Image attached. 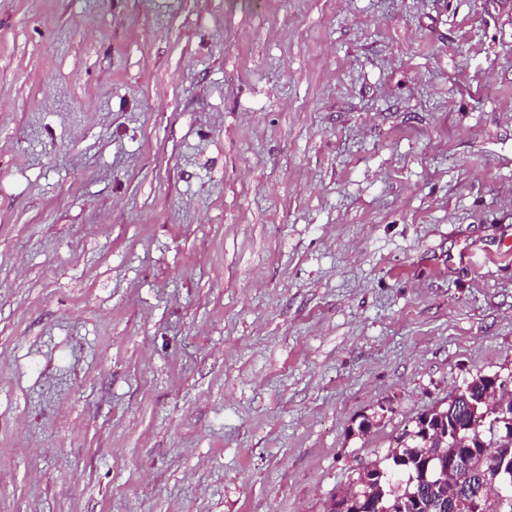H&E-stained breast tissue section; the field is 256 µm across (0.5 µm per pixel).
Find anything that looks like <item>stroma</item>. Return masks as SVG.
I'll return each instance as SVG.
<instances>
[{"label": "stroma", "mask_w": 512, "mask_h": 512, "mask_svg": "<svg viewBox=\"0 0 512 512\" xmlns=\"http://www.w3.org/2000/svg\"><path fill=\"white\" fill-rule=\"evenodd\" d=\"M479 373L512 0H0V512H326Z\"/></svg>", "instance_id": "obj_1"}]
</instances>
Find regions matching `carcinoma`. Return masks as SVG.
<instances>
[{
  "instance_id": "1",
  "label": "carcinoma",
  "mask_w": 512,
  "mask_h": 512,
  "mask_svg": "<svg viewBox=\"0 0 512 512\" xmlns=\"http://www.w3.org/2000/svg\"><path fill=\"white\" fill-rule=\"evenodd\" d=\"M492 385L476 375L447 405L418 415L333 499L368 494L375 512H512V400L489 406ZM453 458L462 460L457 469L448 468Z\"/></svg>"
}]
</instances>
